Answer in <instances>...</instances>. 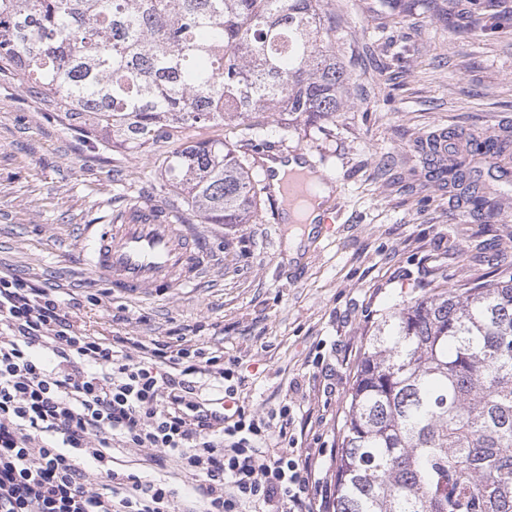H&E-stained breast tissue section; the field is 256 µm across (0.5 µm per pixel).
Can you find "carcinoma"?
Here are the masks:
<instances>
[{
  "instance_id": "carcinoma-1",
  "label": "carcinoma",
  "mask_w": 512,
  "mask_h": 512,
  "mask_svg": "<svg viewBox=\"0 0 512 512\" xmlns=\"http://www.w3.org/2000/svg\"><path fill=\"white\" fill-rule=\"evenodd\" d=\"M324 0H0V73L72 125L157 157L206 224H248L266 186L250 153L196 129L259 112L287 135L344 106ZM464 160L440 176L460 185ZM373 322L349 395L333 512H512V260Z\"/></svg>"
}]
</instances>
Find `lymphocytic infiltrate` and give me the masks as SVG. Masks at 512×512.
I'll list each match as a JSON object with an SVG mask.
<instances>
[{"label":"lymphocytic infiltrate","instance_id":"f902f5d3","mask_svg":"<svg viewBox=\"0 0 512 512\" xmlns=\"http://www.w3.org/2000/svg\"><path fill=\"white\" fill-rule=\"evenodd\" d=\"M199 376L230 399L244 384L223 352L94 335L52 289L1 276L0 512H307L314 474L287 445V406L211 411Z\"/></svg>","mask_w":512,"mask_h":512}]
</instances>
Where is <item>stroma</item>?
<instances>
[{
	"label": "stroma",
	"mask_w": 512,
	"mask_h": 512,
	"mask_svg": "<svg viewBox=\"0 0 512 512\" xmlns=\"http://www.w3.org/2000/svg\"><path fill=\"white\" fill-rule=\"evenodd\" d=\"M347 76L335 122L298 126L270 154L304 150L334 179L336 220L285 250L294 225L262 204L250 224H204L201 277L158 297L112 293L86 261L84 231L128 204L175 203L154 156L112 148L50 111L35 89L0 74V276L80 299L91 331L141 341L183 336L222 351L246 380L254 415L288 404L296 454L319 480L310 512H333L335 467L357 362L374 321L443 276L490 279L512 256V149L469 173L500 215L473 212L440 182L432 135L496 139L512 131V0H325Z\"/></svg>",
	"instance_id": "35a3bbf8"
}]
</instances>
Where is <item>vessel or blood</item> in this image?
Returning a JSON list of instances; mask_svg holds the SVG:
<instances>
[{"label":"vessel or blood","instance_id":"vessel-or-blood-1","mask_svg":"<svg viewBox=\"0 0 512 512\" xmlns=\"http://www.w3.org/2000/svg\"><path fill=\"white\" fill-rule=\"evenodd\" d=\"M299 170L290 172L284 187L288 197H311L323 181L304 151H296ZM203 243L187 225L147 201L128 205L116 224L96 225L92 265L98 278L116 293L136 298L167 293L191 285L202 271Z\"/></svg>","mask_w":512,"mask_h":512}]
</instances>
